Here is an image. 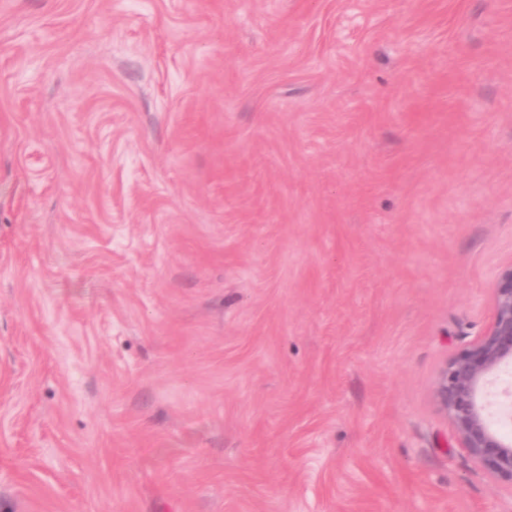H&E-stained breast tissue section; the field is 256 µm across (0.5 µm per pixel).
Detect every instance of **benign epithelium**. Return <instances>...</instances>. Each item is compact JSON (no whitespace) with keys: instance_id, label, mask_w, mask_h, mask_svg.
Listing matches in <instances>:
<instances>
[{"instance_id":"1","label":"benign epithelium","mask_w":512,"mask_h":512,"mask_svg":"<svg viewBox=\"0 0 512 512\" xmlns=\"http://www.w3.org/2000/svg\"><path fill=\"white\" fill-rule=\"evenodd\" d=\"M511 366L512 263L495 275L489 326L441 367L434 384L435 401L462 447L487 475L512 485V437L488 416L501 395L500 375Z\"/></svg>"}]
</instances>
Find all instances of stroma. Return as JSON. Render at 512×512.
<instances>
[{"instance_id":"35a3bbf8","label":"stroma","mask_w":512,"mask_h":512,"mask_svg":"<svg viewBox=\"0 0 512 512\" xmlns=\"http://www.w3.org/2000/svg\"><path fill=\"white\" fill-rule=\"evenodd\" d=\"M511 262L512 0H0V512H512ZM493 316L471 344L447 361L434 384V398L450 419L462 447L490 477L512 484V419L488 409L499 401L500 375L512 366V262L493 282Z\"/></svg>"}]
</instances>
